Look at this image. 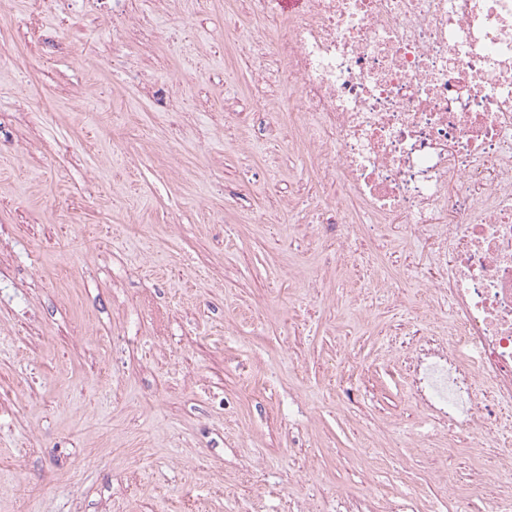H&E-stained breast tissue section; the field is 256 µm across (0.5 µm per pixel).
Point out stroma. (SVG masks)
I'll use <instances>...</instances> for the list:
<instances>
[{
  "label": "stroma",
  "mask_w": 512,
  "mask_h": 512,
  "mask_svg": "<svg viewBox=\"0 0 512 512\" xmlns=\"http://www.w3.org/2000/svg\"><path fill=\"white\" fill-rule=\"evenodd\" d=\"M280 25L251 0L0 11V512H448V470L480 498L492 448L410 371L448 337L427 251L321 177L242 39ZM336 209L348 254L311 233Z\"/></svg>",
  "instance_id": "obj_1"
}]
</instances>
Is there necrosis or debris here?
Returning a JSON list of instances; mask_svg holds the SVG:
<instances>
[{"instance_id": "obj_1", "label": "necrosis or debris", "mask_w": 512, "mask_h": 512, "mask_svg": "<svg viewBox=\"0 0 512 512\" xmlns=\"http://www.w3.org/2000/svg\"><path fill=\"white\" fill-rule=\"evenodd\" d=\"M281 13L257 39L288 66L324 180L368 224L429 246L448 297V340L414 367L425 406L451 429L501 431L512 410V0H252ZM503 455L480 479L483 512H512Z\"/></svg>"}]
</instances>
